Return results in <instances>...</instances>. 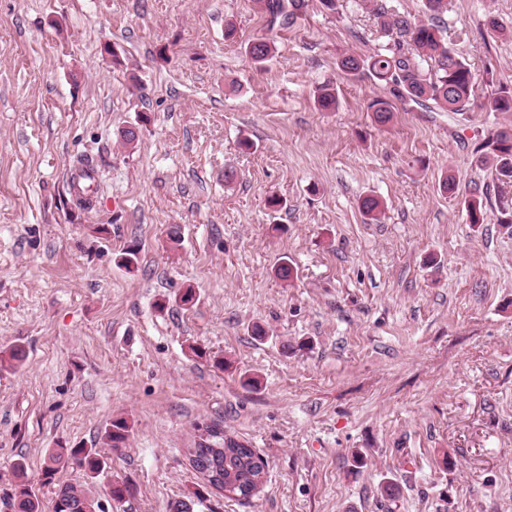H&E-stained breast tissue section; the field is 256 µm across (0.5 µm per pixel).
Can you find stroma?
Listing matches in <instances>:
<instances>
[{"label": "stroma", "instance_id": "1", "mask_svg": "<svg viewBox=\"0 0 512 512\" xmlns=\"http://www.w3.org/2000/svg\"><path fill=\"white\" fill-rule=\"evenodd\" d=\"M444 17L459 56L512 83V0H447ZM257 37L277 47L263 68L240 49ZM382 41L359 0H306L289 28L254 0H0V349L28 354L0 367V512L18 460L42 506L73 483L105 512H170L201 482L184 454L199 424L269 467L259 497L195 512H512V235L496 208L512 183L475 154L512 113L485 109L482 83L470 112L402 106L375 124L386 89L336 62ZM325 84L337 111L315 106ZM84 163L99 185L87 210L71 189ZM481 194L474 225L463 201ZM367 195L380 222L359 210ZM116 418L132 431L114 451ZM60 443L100 449L104 472L42 483ZM113 480L130 487L118 504ZM131 429L132 426L127 419H115L105 428L102 442L110 449L121 448L126 443Z\"/></svg>", "mask_w": 512, "mask_h": 512}]
</instances>
